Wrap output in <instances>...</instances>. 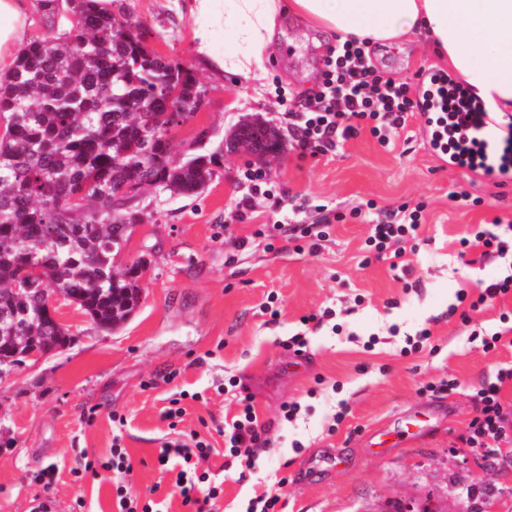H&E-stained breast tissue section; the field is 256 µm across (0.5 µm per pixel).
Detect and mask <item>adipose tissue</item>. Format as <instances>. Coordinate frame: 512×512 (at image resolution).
I'll return each mask as SVG.
<instances>
[{
  "label": "adipose tissue",
  "mask_w": 512,
  "mask_h": 512,
  "mask_svg": "<svg viewBox=\"0 0 512 512\" xmlns=\"http://www.w3.org/2000/svg\"><path fill=\"white\" fill-rule=\"evenodd\" d=\"M55 0H0V71L23 49L29 12ZM329 28L340 40L401 39L427 32L448 66L494 112H512V0H188L198 55L214 69L248 74L282 9Z\"/></svg>",
  "instance_id": "ef3b65f1"
}]
</instances>
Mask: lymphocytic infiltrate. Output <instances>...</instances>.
Here are the masks:
<instances>
[{
    "instance_id": "f902f5d3",
    "label": "lymphocytic infiltrate",
    "mask_w": 512,
    "mask_h": 512,
    "mask_svg": "<svg viewBox=\"0 0 512 512\" xmlns=\"http://www.w3.org/2000/svg\"><path fill=\"white\" fill-rule=\"evenodd\" d=\"M275 96L283 116L288 121V145L298 156L316 157L335 152L345 141L369 131L381 144H389L405 128L409 117L421 112L434 115L443 132L446 147L460 150L462 144L477 147L479 156H486L488 146L479 125L461 128L458 117L469 110L465 91L446 87L419 91L412 78L391 77L380 71L372 60L367 42L349 39L330 47L322 58L321 81L316 91L293 95L283 86H276ZM279 185L267 172L250 168L241 177V195L233 218L244 221L253 211L256 196H278ZM426 202L402 204L397 209L372 211L358 206L342 213L326 204L316 205V216L306 219L305 206L281 209L269 229H258V237L278 239L294 246L295 250L317 249L328 239L332 224L345 218L365 219L371 231L364 243L366 253L388 260L392 269L409 273L405 258L407 243L416 242L422 224ZM461 255L478 254L480 259L503 261L506 273L491 283H478L476 292L459 290L456 301L449 305V315L470 322V314L496 298L512 295V225L483 224L460 240ZM340 310L327 306L301 316L298 332L283 340L284 348L301 352L308 346L309 333L331 328L341 334ZM512 382V366L498 368L494 380L483 382L475 390L472 403L475 415L459 434L464 447L474 450L512 444V405L502 399V388ZM224 392L235 395L238 411L225 424L224 467L254 470L260 452L271 445L270 426L260 422L253 397L246 393L236 377L224 381ZM185 409L180 398H172L164 412L169 430L175 438L165 440L157 460L163 469L174 476L172 487L181 498L186 512H215L223 487L214 474L202 464L212 454L210 442L195 433L179 431ZM129 458L120 438H113L107 456L81 457L71 473L74 477L102 472L116 473L113 482L119 512H154L150 503L140 502L126 484L130 472Z\"/></svg>"
}]
</instances>
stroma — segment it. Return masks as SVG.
Masks as SVG:
<instances>
[{
	"label": "stroma",
	"mask_w": 512,
	"mask_h": 512,
	"mask_svg": "<svg viewBox=\"0 0 512 512\" xmlns=\"http://www.w3.org/2000/svg\"><path fill=\"white\" fill-rule=\"evenodd\" d=\"M184 0H112V13L139 25L148 48L191 69L203 93L193 117L175 128L173 150L183 155L188 144L202 153L220 152L215 175L205 191L174 197L145 191L141 205L148 221L136 227L113 260L124 269L136 259H150L142 280V299L115 334L97 333L89 319L63 297H56V319L75 333L70 349L51 356L32 354L0 373V512H18L21 502L43 493L33 472L53 465L60 479L53 498L73 506L83 497L88 512H118L111 473L74 480L70 470L79 456L108 455L114 436H122L132 462L126 480L134 492L154 494L164 512H184L172 495L171 476L156 461L169 430L163 411L183 390L202 393L184 400L183 431L198 432L215 448L224 439L217 428L233 416L231 396L219 393L225 376L240 378L255 397L260 422L270 424L272 447L256 472L239 479L223 471V456L209 460L223 483L217 512H246L248 502L274 473L287 472L280 494L284 512H398L405 506L429 505L434 512H512V447L494 456L457 447L456 437L474 415V388L512 362V297L500 298L474 313L472 323L448 317L456 293L477 281L502 276L504 264L490 260L473 266L458 263L459 240L477 225L512 224V180L472 178L427 153L419 117L409 118L393 144L384 146L369 133L346 141L336 153L298 158L281 152L264 164L250 154L222 149L228 129L242 117L273 118L278 107L275 83L293 93L316 88L320 62L334 32L313 27L290 11L276 20L259 69L250 75L217 74L194 51L191 20ZM373 60L393 77H410L422 69L444 70L430 37L372 42ZM265 166L280 184L285 199L326 200L347 212L372 201L393 209L419 200L428 208L419 244L407 252L417 288L405 289L400 271L389 261L367 257L363 250L371 226L364 221L333 224L316 251L288 248L271 251L256 237L271 223V207L257 200L244 222L225 218L239 196L240 176L249 167ZM464 190L481 197L482 207L451 200ZM246 248H238L239 240ZM277 295L276 321L262 315L268 295ZM366 301L355 305V295ZM343 309V335L322 329L308 337L314 358L311 374L288 375V352L282 340L299 329L301 316L326 306ZM501 332L505 344L488 353L470 344L472 324ZM400 335H390V325ZM430 328V346L403 356V333ZM378 335L374 350L363 343ZM177 371L168 385L148 387L158 371ZM454 376L459 389L449 395L437 427L419 443L390 449L377 459L365 456L360 437L408 408L423 403L422 380ZM325 389L314 392L315 377ZM349 414L329 432L338 401ZM297 401L302 409L293 422L279 420L281 404ZM95 419H88L89 408ZM301 450H294V442ZM486 485L489 497L468 501V488Z\"/></svg>",
	"instance_id": "obj_1"
}]
</instances>
